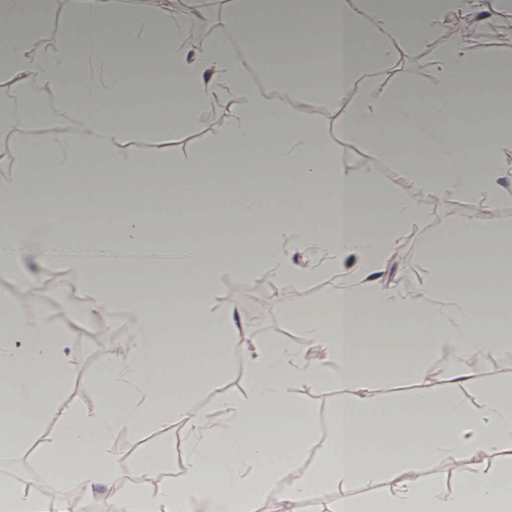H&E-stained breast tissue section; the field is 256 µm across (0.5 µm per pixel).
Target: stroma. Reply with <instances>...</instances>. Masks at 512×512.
Listing matches in <instances>:
<instances>
[{
  "label": "stroma",
  "mask_w": 512,
  "mask_h": 512,
  "mask_svg": "<svg viewBox=\"0 0 512 512\" xmlns=\"http://www.w3.org/2000/svg\"><path fill=\"white\" fill-rule=\"evenodd\" d=\"M489 14L493 20L478 26L480 43L485 52L512 59V39L501 37L500 32L512 28V5L504 6L503 0H488ZM238 108L236 101L218 97L213 99L188 126L176 131L167 143L170 154L177 157L192 155L204 142L218 136L224 128V120ZM337 154L350 174L362 170H374L379 183L393 193L413 196L418 205L429 214L427 223L406 225L402 232L400 250L394 257L388 272L393 287L408 293L416 292L430 278L431 270L421 259L424 245L442 235L450 224L471 218L473 207L464 198L448 197L438 201L410 183L395 181L383 161L371 154L362 144L340 139L336 142ZM216 310L231 306L239 309L251 320L246 334L237 336L228 344L221 362L224 377L220 392L206 388L192 395L194 412L215 416L224 407L228 396L248 393L251 386V370L245 355L253 344L271 336L284 346L296 351L306 348V338L301 328L290 322L288 309L280 299V286L261 274L241 273L234 261L224 263V275L213 294ZM133 337L122 312L112 314V327L107 334L94 339L78 333L67 337L65 351L76 367L59 394L64 404L80 408L95 406L103 395L99 382V362L103 357H123L132 345ZM423 375L418 379L398 378L384 382L380 388L384 399L410 396L418 384L434 388L447 386L458 374L472 380L473 390L479 391L503 383H512V349H490L481 353L479 360L458 356L447 351H436L422 362ZM56 427L54 416H45L41 434L33 438L27 447L16 454L0 456V485L32 490L47 486L49 479L38 464L42 438ZM181 432L180 423H172L167 430L145 431L133 436L122 431L113 432L111 438L112 466L123 471L129 488L139 486L142 472L140 458L148 453L161 451L173 444Z\"/></svg>",
  "instance_id": "1"
}]
</instances>
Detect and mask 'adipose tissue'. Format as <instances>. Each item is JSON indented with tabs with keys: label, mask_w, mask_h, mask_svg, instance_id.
<instances>
[{
	"label": "adipose tissue",
	"mask_w": 512,
	"mask_h": 512,
	"mask_svg": "<svg viewBox=\"0 0 512 512\" xmlns=\"http://www.w3.org/2000/svg\"><path fill=\"white\" fill-rule=\"evenodd\" d=\"M483 0H233L225 25L253 49L243 59L223 40L194 42L195 18L169 0L130 10L119 0H77L72 23L49 47L27 30L45 0H0V45L5 73L22 85H48L60 102L77 104L78 135L62 133L66 115L17 112L14 122L41 121L44 135L21 143L11 174L0 180V270L21 287L0 303V452L23 447L37 432L36 414L57 419L41 455L42 468L83 481L89 492L123 490L112 467L110 436L137 435L183 421L170 453H150V471L168 455L181 465L177 496L153 497L147 512H187L213 504L220 512H257L269 494L297 503L359 484H385L371 512H512V474L490 466L512 458V384L460 398L469 380L445 391L422 389L398 405L384 404L375 388V363L414 377L429 353L468 356L512 347V226L479 216L451 225L430 240L423 260L433 274L417 292L388 287L384 275L397 253L403 225L428 217L413 198L382 190L373 172L351 175L335 138L285 99L320 97L341 109L339 135L364 143L397 180L414 182L437 199H468L479 213L498 201L506 173L499 159L512 150V61L483 52L476 35L447 34L451 22L482 11ZM424 54L434 79L424 86L379 78L397 50ZM259 69L276 93L248 79ZM239 102L223 131L193 157L159 152L145 160L114 156L115 143L134 138L162 144L216 97ZM139 101L136 109L126 108ZM338 135V136H339ZM264 186L254 208L245 185ZM111 185L112 207L133 212L112 234L100 229L101 189ZM327 197H319L321 186ZM152 190L179 225L158 236L152 213L139 201ZM318 202L286 218L293 190ZM231 203L223 224L211 221L210 201ZM383 221L364 223L368 204ZM74 205L80 224L56 222L57 209ZM176 253L175 268L159 274L124 272L127 258L149 240ZM297 248L313 251L300 267ZM108 254L122 276L97 273L86 254ZM64 268L88 292L86 315L104 326L122 305L133 346L101 369L111 403L92 408L61 405L58 392L75 362L64 353L65 331L38 317L28 293L29 255ZM255 257L260 270L289 294L288 317L298 323L317 357L270 340L248 352L247 395L224 400L220 417L190 409L193 387L218 388L222 367L205 361L174 367L175 353L223 349L246 330L234 308L216 312L212 295L223 273L220 256ZM357 263L342 266L345 256ZM335 270L356 287L339 288L321 302L301 298L307 280ZM329 388L338 396L327 431L298 413L294 384ZM327 440L316 466L298 469L300 457ZM290 454H282V447ZM224 463L212 465L215 455ZM465 459L469 469L454 486L427 480L435 461ZM295 471L284 481L286 471ZM62 486L46 494L17 488L9 512H67Z\"/></svg>",
	"instance_id": "adipose-tissue-1"
}]
</instances>
